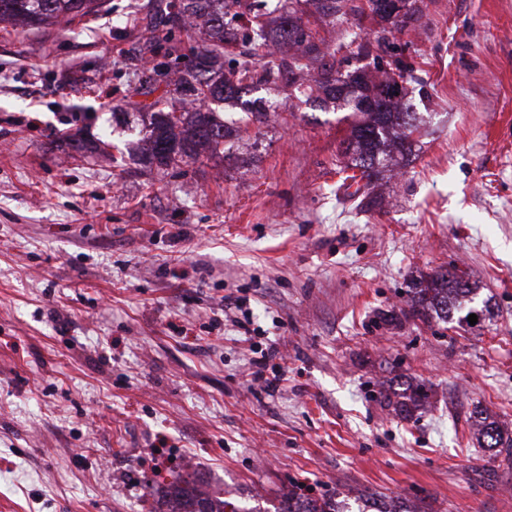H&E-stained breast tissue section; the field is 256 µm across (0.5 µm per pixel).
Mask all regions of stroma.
Here are the masks:
<instances>
[{
    "mask_svg": "<svg viewBox=\"0 0 512 512\" xmlns=\"http://www.w3.org/2000/svg\"><path fill=\"white\" fill-rule=\"evenodd\" d=\"M313 18L328 50L397 60L423 125L355 208L348 113L301 83L243 151L165 173L129 144L159 0L71 30L0 28V512H165L201 475L250 512L293 482L364 512H512V0H420L404 29ZM458 267L476 323L412 316L411 280ZM255 333L245 336L239 322ZM275 342L273 391L252 375ZM428 389L404 417L379 394ZM475 418L482 434L486 437V447L484 448H490L496 456L503 452L508 454L512 449V437L504 439L499 425L487 413L479 411Z\"/></svg>",
    "mask_w": 512,
    "mask_h": 512,
    "instance_id": "obj_1",
    "label": "stroma"
}]
</instances>
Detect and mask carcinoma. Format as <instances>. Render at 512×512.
<instances>
[{
	"mask_svg": "<svg viewBox=\"0 0 512 512\" xmlns=\"http://www.w3.org/2000/svg\"><path fill=\"white\" fill-rule=\"evenodd\" d=\"M103 4L104 0H0V24L22 29L68 24L98 12ZM172 7L176 11L166 12L159 21L162 29L170 32L189 22L200 36L190 47L188 68L179 69L181 55L173 46L174 58L143 79V95L148 96L156 90L157 77L168 78L169 94L180 102L178 107H163L159 100L142 105L148 119L142 155L151 168L165 172L197 162L241 139L240 130L217 117L216 106L238 100L250 89L294 82L313 61L319 63L320 103L336 104L357 117L342 148L367 182L396 164V155L404 154L406 140L419 129L417 113L404 102L405 93L398 84L378 82L369 70L358 67L344 73L336 60L326 58L322 40L309 27L310 12L334 17L346 7L345 0H289L273 27L258 9L247 24H235L242 9L248 8L242 0H178ZM270 46L286 47L290 53L277 63L258 62L259 51ZM473 292L469 275H460L456 268L417 280L407 290L413 313L435 314L444 320L460 310ZM425 399L424 388L417 386L400 403V410L408 415ZM476 422L494 455L512 451V437L503 438L490 415L479 411ZM201 484L203 480L197 479L174 485L167 512H243L223 497L202 491ZM279 512L339 510L327 495L312 496L296 485L284 496Z\"/></svg>",
	"mask_w": 512,
	"mask_h": 512,
	"instance_id": "obj_1",
	"label": "carcinoma"
}]
</instances>
